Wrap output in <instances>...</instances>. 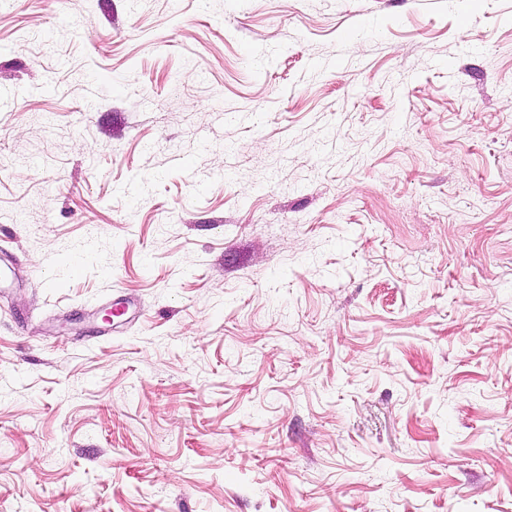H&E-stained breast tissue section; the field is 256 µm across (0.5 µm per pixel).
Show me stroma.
<instances>
[{
	"label": "stroma",
	"mask_w": 512,
	"mask_h": 512,
	"mask_svg": "<svg viewBox=\"0 0 512 512\" xmlns=\"http://www.w3.org/2000/svg\"><path fill=\"white\" fill-rule=\"evenodd\" d=\"M1 240L0 512H512V0H8Z\"/></svg>",
	"instance_id": "35a3bbf8"
}]
</instances>
